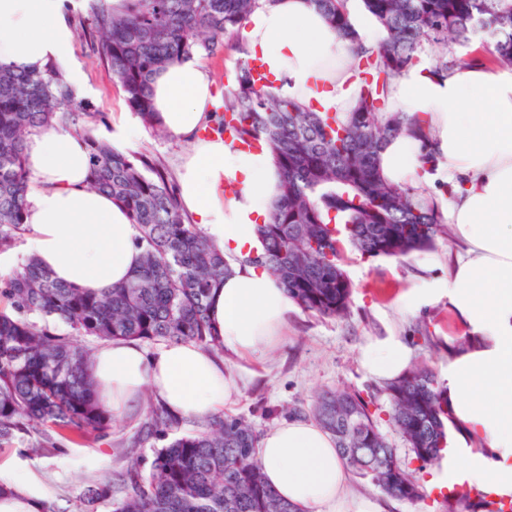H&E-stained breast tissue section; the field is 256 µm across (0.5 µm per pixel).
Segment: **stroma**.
I'll list each match as a JSON object with an SVG mask.
<instances>
[{
    "label": "stroma",
    "instance_id": "1",
    "mask_svg": "<svg viewBox=\"0 0 512 512\" xmlns=\"http://www.w3.org/2000/svg\"><path fill=\"white\" fill-rule=\"evenodd\" d=\"M72 63L85 75L83 100L107 113L127 111L111 70L82 38L74 40ZM421 258L416 252L396 263L389 259L364 260L354 251L345 252L343 268L354 285L348 314L323 318L297 312L288 322L284 341L264 362L233 359V369L243 385L225 407V414L244 418L261 435L277 422L287 421L294 407L311 408L323 392L351 388L366 395L372 393L377 383L366 378L360 366L361 348L371 336L403 337L413 351L414 363L423 362L439 370L448 359L449 339L461 332L447 300L414 314L401 313L395 307L398 297L416 284ZM427 335L432 337V344L424 343ZM142 419L139 412L117 418L106 437L92 434L79 443L58 439L56 450L48 454L20 445L0 448V459L29 461L48 478L52 512H76L85 486L120 471L128 456L138 457L142 466H150L160 443L151 439L133 444ZM377 425L399 459L419 477L423 495L413 502L400 500L354 477L349 483L351 496L374 500L384 512H445L443 503L448 494L433 487L437 465L424 467L415 460L388 413L380 414Z\"/></svg>",
    "mask_w": 512,
    "mask_h": 512
}]
</instances>
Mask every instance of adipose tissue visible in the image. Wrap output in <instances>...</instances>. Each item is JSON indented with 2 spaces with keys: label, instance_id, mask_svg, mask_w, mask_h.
I'll return each instance as SVG.
<instances>
[{
  "label": "adipose tissue",
  "instance_id": "1",
  "mask_svg": "<svg viewBox=\"0 0 512 512\" xmlns=\"http://www.w3.org/2000/svg\"><path fill=\"white\" fill-rule=\"evenodd\" d=\"M65 0H0V64L17 70L65 66L70 84L83 75L67 68L75 34ZM260 59L272 75V93L319 112L354 106L357 83L351 54L310 0H262L249 17L238 50ZM428 60L404 71L386 100L391 113L426 119L431 141L403 134L380 155L383 177L427 186L442 174L448 193L435 202L460 250L444 278H424L399 297L410 314L447 300L467 338L448 350L439 371L452 409L454 431L436 476L440 487L467 484L512 496V69L461 63L447 77L429 72ZM155 121L190 144L179 172L183 209L223 251L231 274L212 288L208 316L217 343L163 342L147 348L136 339L100 344L90 373L102 405L120 417L152 396L178 418L223 410L240 390L226 355L263 359L280 345L297 305L280 280L251 264L260 252L258 223L278 195L279 174L267 151L248 150L223 137H201L215 104L214 80L197 58L161 69L150 81ZM433 153L437 173L423 169ZM27 194L23 258H34L53 278L101 293L139 267L137 231L110 195L91 190L83 137L56 125L33 129L25 142ZM23 258L8 265L20 269ZM412 350L399 336L367 340L364 373L379 380L405 374ZM265 482L300 512H381L378 503L348 498L350 469L332 438L314 421L291 420L259 440ZM49 495L21 459L0 467V512H49Z\"/></svg>",
  "mask_w": 512,
  "mask_h": 512
}]
</instances>
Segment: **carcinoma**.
<instances>
[{"label": "carcinoma", "instance_id": "cac0c4a2", "mask_svg": "<svg viewBox=\"0 0 512 512\" xmlns=\"http://www.w3.org/2000/svg\"><path fill=\"white\" fill-rule=\"evenodd\" d=\"M349 42L360 92L341 116L313 112L255 85L249 64L215 112L208 131L268 148L280 171V193L259 225L258 263L280 278L299 307L320 316L347 314L353 285L341 267L345 246L365 259L404 258L432 247L441 218L420 190L385 181L380 151L402 133L428 138L423 121L383 111L392 81L435 52L431 73L447 76L457 48L471 59L512 67V0H361L387 31L381 46L358 50L350 0H311ZM259 0H128L123 14L110 0H86L80 34L112 70L127 105L156 137L150 79L157 70L196 54L213 56L243 27ZM487 29L495 51L471 48ZM106 113L78 98L55 67L18 72L0 65V253L28 231L29 180L24 136L34 127L71 125L85 138L90 186L123 205L137 229L140 268L101 295L63 284L28 260L23 272L0 277V447L25 442L49 452L56 438L112 431L88 361L93 348L78 342L137 338L144 342L215 345L208 320L211 288L231 271L182 209L177 188L154 157L128 155L95 134ZM62 323L68 331L58 332ZM389 417L415 459L434 462L453 423L435 373L410 369L384 383ZM373 401L351 389L327 392L312 408L341 458L362 479L392 497L413 501L423 488L380 433ZM184 422L149 403L137 436L164 442L149 471L130 461L119 474L125 496L112 500V481L90 482L80 512H298L264 483L255 459L258 435L241 417L218 413Z\"/></svg>", "mask_w": 512, "mask_h": 512}]
</instances>
